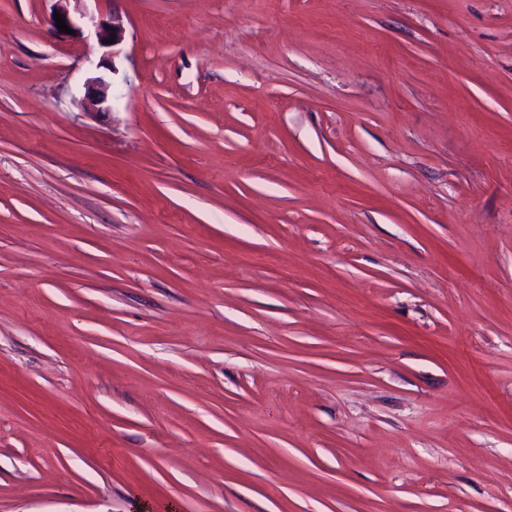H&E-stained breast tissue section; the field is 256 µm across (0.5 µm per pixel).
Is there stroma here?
<instances>
[{"label":"stroma","instance_id":"35a3bbf8","mask_svg":"<svg viewBox=\"0 0 512 512\" xmlns=\"http://www.w3.org/2000/svg\"><path fill=\"white\" fill-rule=\"evenodd\" d=\"M0 0V512H512V0ZM55 1V9L52 16V26L56 31L59 38L62 39H80L84 38L85 29L89 33H94L98 44L102 48H112V53L106 51L103 54V58L98 64V68H104L110 71L112 74L116 72L113 66L114 47L121 44L125 37V27L123 20L117 12H112L107 16L99 15L97 17L87 16L81 14L79 18L74 16L68 7L69 2L72 0H53ZM55 12H58L62 18L65 19L67 26L74 31V34H66L64 31H60L57 28V21L55 20ZM115 34V37H112ZM107 40H114V43L105 44ZM112 55V65L108 64V60ZM112 82L104 75L90 77L85 83V99L95 113L106 114L112 110Z\"/></svg>","mask_w":512,"mask_h":512}]
</instances>
